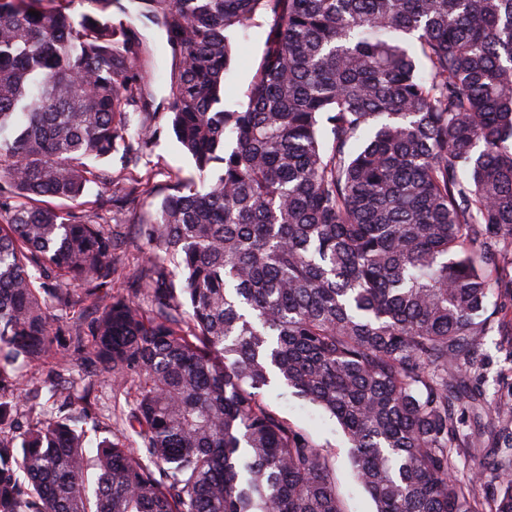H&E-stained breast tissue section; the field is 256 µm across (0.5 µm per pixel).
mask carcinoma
Segmentation results:
<instances>
[{
  "label": "carcinoma",
  "instance_id": "obj_1",
  "mask_svg": "<svg viewBox=\"0 0 512 512\" xmlns=\"http://www.w3.org/2000/svg\"><path fill=\"white\" fill-rule=\"evenodd\" d=\"M92 2L112 15L0 0V512H346L281 385L336 420L372 512H512V375L481 385L484 337L512 362V0ZM153 25L196 180H170L114 292L107 216L155 186L86 195L160 136ZM47 361L107 382L95 454L54 385L15 421L13 366ZM260 28L251 29L247 36H240L238 42V55H234L229 78L227 80V93L225 105L233 106L235 103H246L253 75L261 59L264 49V30L268 24L262 18Z\"/></svg>",
  "mask_w": 512,
  "mask_h": 512
}]
</instances>
